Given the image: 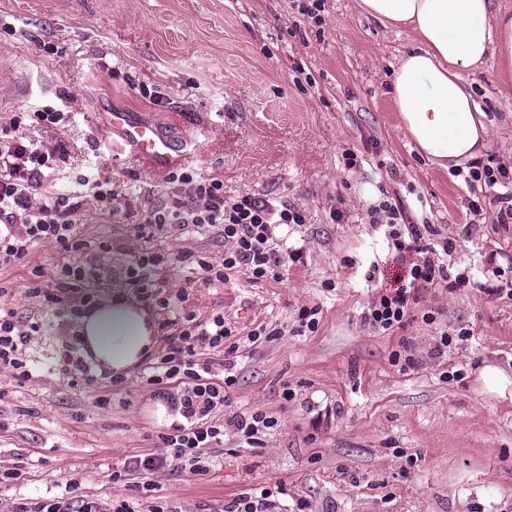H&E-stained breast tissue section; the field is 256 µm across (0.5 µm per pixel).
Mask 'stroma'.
<instances>
[{
    "label": "stroma",
    "instance_id": "35a3bbf8",
    "mask_svg": "<svg viewBox=\"0 0 512 512\" xmlns=\"http://www.w3.org/2000/svg\"><path fill=\"white\" fill-rule=\"evenodd\" d=\"M409 45L407 29L384 28L353 0H325L316 20L293 0H0V126L61 105L65 122L28 130L34 143L68 149L47 186L77 190L92 164L112 181L111 212L84 197L76 226L90 243L80 260L98 274L94 294L127 293L129 266L169 255L154 277L176 308L154 306L157 321L171 336L174 313L223 314L236 375L224 416L259 412L275 422L253 448L225 428L207 474L141 475L128 472L129 460L156 451L173 420L159 415L142 369L112 387L0 370V512L63 493L222 512L265 489L276 490L278 512H512V296L496 290L512 281V223L498 221L484 183L470 178L484 165L512 172V92H499L493 64L462 70L490 146L441 169L401 131L388 95ZM115 108L187 144L188 166L223 179L225 196L305 213L306 223L275 231L298 254L281 278L256 281L239 269L203 283L179 258L222 264L229 244L218 226L141 234L143 190L161 204L170 186L113 142L106 118ZM92 137L106 146L94 161ZM349 152L358 155L351 168ZM382 204L422 226L421 247L447 274L386 333L364 325L362 312L402 286L408 268L391 226L368 216ZM69 261L45 242L0 269V303L21 323L44 325L28 348L39 361L67 340L63 323L80 297L51 304L26 289L37 279L54 291ZM493 263L501 279L454 287L456 275ZM305 308L318 311L314 328L299 321ZM262 326L272 337L249 342ZM444 334L453 341L436 352ZM101 395L109 405H98ZM73 475L79 483L67 487Z\"/></svg>",
    "mask_w": 512,
    "mask_h": 512
}]
</instances>
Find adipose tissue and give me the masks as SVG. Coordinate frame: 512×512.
I'll return each instance as SVG.
<instances>
[{
    "label": "adipose tissue",
    "mask_w": 512,
    "mask_h": 512,
    "mask_svg": "<svg viewBox=\"0 0 512 512\" xmlns=\"http://www.w3.org/2000/svg\"><path fill=\"white\" fill-rule=\"evenodd\" d=\"M356 9L413 38L393 68L389 95L407 136L439 167L480 156L488 130L460 71L495 60L498 87L512 89V10L493 0H354ZM152 310L115 296L78 320L82 352L97 369L129 375L157 343Z\"/></svg>",
    "instance_id": "adipose-tissue-1"
}]
</instances>
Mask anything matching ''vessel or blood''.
<instances>
[{"label": "vessel or blood", "instance_id": "b4317fda", "mask_svg": "<svg viewBox=\"0 0 512 512\" xmlns=\"http://www.w3.org/2000/svg\"><path fill=\"white\" fill-rule=\"evenodd\" d=\"M108 124L113 133L119 135L130 156L148 159L155 170L175 169L188 157L185 148L174 144L155 123L134 113L112 111Z\"/></svg>", "mask_w": 512, "mask_h": 512}]
</instances>
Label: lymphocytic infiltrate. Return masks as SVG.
Instances as JSON below:
<instances>
[{"instance_id":"obj_1","label":"lymphocytic infiltrate","mask_w":512,"mask_h":512,"mask_svg":"<svg viewBox=\"0 0 512 512\" xmlns=\"http://www.w3.org/2000/svg\"><path fill=\"white\" fill-rule=\"evenodd\" d=\"M24 129L19 116L0 129V267L21 260L38 243L57 244L74 256L86 246L74 235L80 210L75 193L49 190L44 183L45 169L65 161V148L35 147L28 142ZM165 181L174 185L175 191L165 204L147 208L141 231H164L188 224L219 226L232 248L225 252L222 264L198 260L205 283L224 281L228 272L236 269L248 271L256 280L279 277L286 259L275 245L272 227L305 223L303 212L285 202L252 195L225 197L222 180L202 176L189 167L168 173ZM420 239L414 224L409 225L407 236H396V249L409 258L408 283L371 302L362 316L364 324L382 332L401 327L414 290L443 278V267L425 255ZM40 329V323L21 324L13 308L0 306L1 370L11 371L21 380L32 378L37 366L27 359L25 347ZM231 333L223 315L207 322L184 316L164 350L148 361L146 381L166 394L176 419L170 432L160 437L161 451L131 458L129 471L152 473L169 467L186 468L193 474L210 471L213 459L209 450L224 440V403L235 383L233 366L222 357L224 340ZM172 382L182 384L180 394L168 393L167 386ZM15 512L168 510L161 505L142 509L124 500L115 504L93 499L77 503L61 495L20 503Z\"/></svg>"}]
</instances>
